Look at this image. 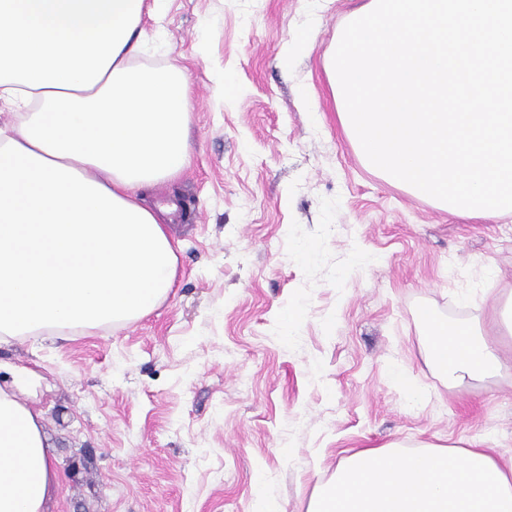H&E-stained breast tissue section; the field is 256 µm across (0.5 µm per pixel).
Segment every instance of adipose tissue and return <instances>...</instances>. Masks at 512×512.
Wrapping results in <instances>:
<instances>
[{
	"label": "adipose tissue",
	"instance_id": "1",
	"mask_svg": "<svg viewBox=\"0 0 512 512\" xmlns=\"http://www.w3.org/2000/svg\"><path fill=\"white\" fill-rule=\"evenodd\" d=\"M145 0H0V344L129 321L172 288L170 207L146 198L189 158L187 85L171 69L134 72ZM427 319L432 354L456 385L504 363L470 325ZM32 376L0 385V512H46L58 484L21 400ZM308 512H512V465L481 450L353 455Z\"/></svg>",
	"mask_w": 512,
	"mask_h": 512
}]
</instances>
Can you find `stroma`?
Returning <instances> with one entry per match:
<instances>
[{"label": "stroma", "instance_id": "1", "mask_svg": "<svg viewBox=\"0 0 512 512\" xmlns=\"http://www.w3.org/2000/svg\"><path fill=\"white\" fill-rule=\"evenodd\" d=\"M365 2L160 0L145 17L133 66L188 84L189 161L147 198L174 208V284L134 320L0 347V382L34 375L52 512H253L260 486L306 512L363 448L512 456V338L492 319L512 215L450 216L362 159L327 52ZM423 307L480 329L508 370L450 383Z\"/></svg>", "mask_w": 512, "mask_h": 512}]
</instances>
